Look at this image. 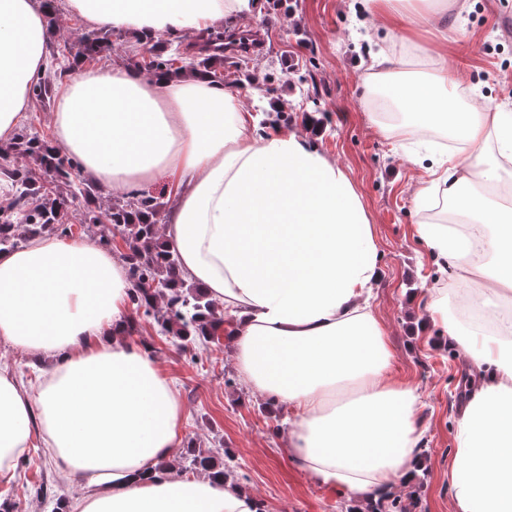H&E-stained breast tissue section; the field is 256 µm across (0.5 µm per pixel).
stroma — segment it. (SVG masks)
I'll list each match as a JSON object with an SVG mask.
<instances>
[{
	"label": "stroma",
	"instance_id": "obj_1",
	"mask_svg": "<svg viewBox=\"0 0 512 512\" xmlns=\"http://www.w3.org/2000/svg\"><path fill=\"white\" fill-rule=\"evenodd\" d=\"M258 13L225 20L203 31L165 37L166 54L197 52L222 36L264 38L263 52L244 62L224 60V76L238 82L239 103L271 109L261 130L287 123L308 130L321 150L354 182L380 244L382 275L373 291L374 313L386 333L395 377L418 385L423 429L421 465L395 497L408 512H452L448 463L460 407L477 374L458 350L425 323L431 289L455 279L438 269L415 233L413 192L426 174L416 159V138L394 142L380 131L366 99L368 59L356 35L351 0H260ZM448 15V51L455 55L466 91L491 105L512 103V0H459ZM312 74L309 92L289 86V74ZM314 94L316 104L305 101ZM128 338L146 344L160 371L172 379L184 406V441L204 450L230 451L228 480L254 495L264 512H367V507L312 481L288 457L287 409L253 393L238 371L228 339L200 354L183 353L157 327L138 320ZM51 362L0 340V369L23 384L41 379ZM91 488L61 478L47 452L30 449L12 484H0V512H48V495L61 512H77Z\"/></svg>",
	"mask_w": 512,
	"mask_h": 512
}]
</instances>
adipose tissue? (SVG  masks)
Masks as SVG:
<instances>
[{"mask_svg":"<svg viewBox=\"0 0 512 512\" xmlns=\"http://www.w3.org/2000/svg\"><path fill=\"white\" fill-rule=\"evenodd\" d=\"M395 50L371 56L407 122L403 139L443 129L459 142L428 166L415 193L418 238L467 276L488 315L512 301V110L452 88L443 27L447 0H361ZM91 29L132 32L145 46L164 35L252 15L256 0H67ZM45 0H0V144L30 111L46 67ZM233 84L209 76H156L123 66L86 68L59 92L52 139L103 193L173 186L163 234L180 275L233 318L237 368L251 389L293 413L291 460L356 502L387 499L420 464L416 385L392 377L385 331L370 300L380 251L347 173L306 133L260 136ZM128 268L84 239H37L0 254V339L55 366L32 389L0 372V483H10L40 428L66 475L98 487L79 512H257L259 501L222 480L156 475L181 442L185 412L173 383L129 343ZM427 321L481 374L455 431L448 468L454 512H512V324L465 323L448 291L431 293Z\"/></svg>","mask_w":512,"mask_h":512,"instance_id":"adipose-tissue-1","label":"adipose tissue"}]
</instances>
